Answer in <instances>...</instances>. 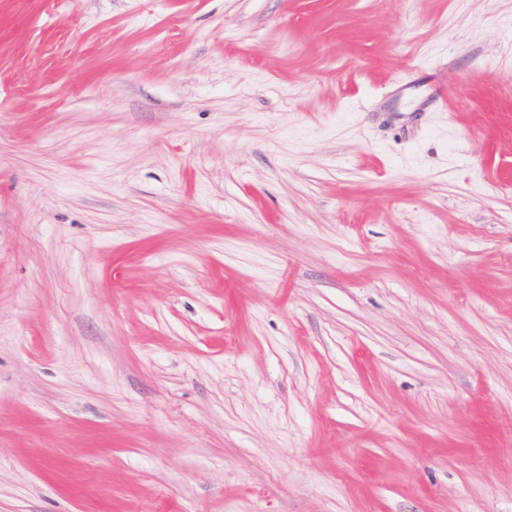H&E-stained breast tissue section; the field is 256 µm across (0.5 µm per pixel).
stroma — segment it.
<instances>
[{"label": "stroma", "instance_id": "35a3bbf8", "mask_svg": "<svg viewBox=\"0 0 512 512\" xmlns=\"http://www.w3.org/2000/svg\"><path fill=\"white\" fill-rule=\"evenodd\" d=\"M0 512H512V0H0Z\"/></svg>", "mask_w": 512, "mask_h": 512}]
</instances>
